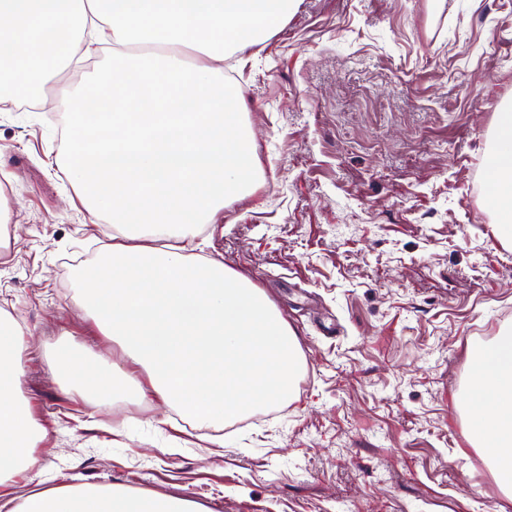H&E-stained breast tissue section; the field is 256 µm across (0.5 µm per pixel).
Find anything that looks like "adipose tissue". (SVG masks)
<instances>
[{"label": "adipose tissue", "mask_w": 512, "mask_h": 512, "mask_svg": "<svg viewBox=\"0 0 512 512\" xmlns=\"http://www.w3.org/2000/svg\"><path fill=\"white\" fill-rule=\"evenodd\" d=\"M500 141L510 151L498 155V174L491 197L504 228L502 241L512 243V113L500 115ZM23 332L11 315L0 313V484L30 463L40 433L30 411L17 398L22 372L16 358ZM463 404L471 413V444L492 449L496 474L505 496L512 500V336H503L477 359ZM23 512H198L189 501L172 502L162 497L129 500L91 489H68L31 497Z\"/></svg>", "instance_id": "adipose-tissue-1"}]
</instances>
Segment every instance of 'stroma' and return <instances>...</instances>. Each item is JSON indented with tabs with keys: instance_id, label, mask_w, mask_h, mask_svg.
Masks as SVG:
<instances>
[{
	"instance_id": "stroma-1",
	"label": "stroma",
	"mask_w": 512,
	"mask_h": 512,
	"mask_svg": "<svg viewBox=\"0 0 512 512\" xmlns=\"http://www.w3.org/2000/svg\"><path fill=\"white\" fill-rule=\"evenodd\" d=\"M0 103V311L24 330L33 466L0 494L109 486L205 512H512L459 403L470 350L512 333V247L495 232L483 161L512 108V0H299L224 59L258 179L185 238L263 288L297 334L295 395L224 425L120 397L89 412L53 351L127 361L73 274L110 245L65 176L57 106ZM338 333L322 335L319 318Z\"/></svg>"
}]
</instances>
